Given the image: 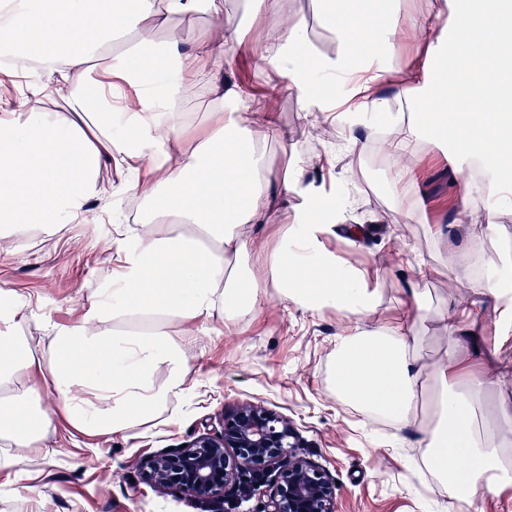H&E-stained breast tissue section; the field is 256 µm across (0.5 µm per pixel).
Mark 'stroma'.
<instances>
[{"label":"stroma","mask_w":512,"mask_h":512,"mask_svg":"<svg viewBox=\"0 0 512 512\" xmlns=\"http://www.w3.org/2000/svg\"><path fill=\"white\" fill-rule=\"evenodd\" d=\"M218 2L219 13L176 15L164 31L148 30L144 37L187 42L219 24L242 28L245 46L224 67V103L232 110L244 107L233 96L239 70L258 80L274 75L272 89L281 103L279 119L287 136L269 145L268 161L279 172L313 184L325 199L354 195V210L326 246L378 277L382 302L376 323L401 315L398 300L408 281L392 265L389 238L420 245L423 258L433 265L447 262L448 248L434 242L431 225L447 226L448 247L459 249L474 235L484 236L491 249L498 248L501 239L512 238V209H501L502 230L492 234L482 221L485 204L480 199L473 204L474 223L458 225L459 173L450 139L426 131L419 135L417 160L424 211L420 222L403 223L395 202V173L376 167L374 160L384 144L372 140L371 134L387 126V117L350 112L334 123L325 120L322 113L306 111L303 100L289 89L284 70L272 71L259 62L252 46L277 36L287 18L305 26L319 53L335 55L338 43L322 23L321 0H280L276 13L256 11L254 0ZM422 51L419 42L409 40L396 55L386 57V78L375 85V93L395 96L407 61ZM351 128L368 136L366 148L355 160L328 165L330 144ZM141 164L138 158L103 164L100 178L116 192L111 202L92 203L82 223L67 225L52 236L33 231L31 242L20 248L12 239L0 238V289L29 298L25 314L30 330H38L47 318L62 325L83 321L91 296L112 274L117 227L127 223L128 207L137 200L122 186ZM357 225L364 234L352 251L345 238ZM347 326L335 310L313 314L274 297L247 316L243 332L236 336L225 335L218 321L204 328L191 324L195 338L187 354L196 386L168 424L147 425L132 435L93 437L58 419L49 437L51 454L38 451L18 466L0 470V512H204L187 496L144 483L139 463L217 429L223 413L245 401L263 403L293 421L305 442L304 455L337 482L336 512H438L451 498L447 488L432 483L429 472L416 465L420 428L399 429L386 420L364 417L355 406L337 399L328 384L336 339Z\"/></svg>","instance_id":"1"}]
</instances>
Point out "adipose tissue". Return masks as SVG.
<instances>
[{"label": "adipose tissue", "instance_id": "obj_1", "mask_svg": "<svg viewBox=\"0 0 512 512\" xmlns=\"http://www.w3.org/2000/svg\"><path fill=\"white\" fill-rule=\"evenodd\" d=\"M364 0H349L346 16L325 5L322 20L335 34L333 56L315 54L305 29L292 22L276 39L256 46L260 62L285 65L288 86L307 111H327L326 80L354 73L383 78L380 52L421 38L425 56L394 98L361 85L363 112L403 105L411 122L394 118L387 154L397 170V205L406 219L421 212L414 192L416 155L407 139L421 127L447 128L448 110L461 92L481 99L474 114L483 125L460 123L451 146L462 169L481 161L491 178L463 177L464 197L489 202L483 219L495 224L512 206V0H432L426 20L402 29L362 21ZM217 9L216 0H0V48L18 61L55 68L52 93L68 105L42 112L27 95L0 100V229L26 237L33 229L60 232L81 222L88 204L111 199L99 181L107 160L125 154L144 160L127 184L148 201L137 223L122 225L108 287L97 289L88 321L61 326L44 320L42 333H24L27 318L15 295L0 290V470L17 466L30 448L46 445L55 414L42 407L53 395L57 414L95 436L132 431L171 420L195 382L179 341L190 321H220L228 335L243 331V316L267 294L319 313L333 309L350 322L336 340L332 384L339 398L362 413L392 415L397 427L425 421L424 461L453 491L455 512H480L479 493L512 498V363L490 365L482 337L487 304L500 308V336L512 335V281L501 268L512 255L489 257L481 237L448 257L449 268L479 263L466 281V304L434 306L414 290L406 312L362 330L381 295L376 279L329 251L343 205L329 203L295 178L277 179L266 161L283 131L278 116L252 103L225 111L216 95L209 112H184L180 76L198 59L212 84L244 44L240 29L201 36L191 44L136 42L117 47L121 34L162 27L176 14ZM496 154H488L487 144ZM303 195L301 209L282 225L275 249L259 246L246 225L271 224L277 201ZM445 341L442 356L419 352L423 329ZM499 392L491 400V392ZM469 461L449 469V456Z\"/></svg>", "mask_w": 512, "mask_h": 512}]
</instances>
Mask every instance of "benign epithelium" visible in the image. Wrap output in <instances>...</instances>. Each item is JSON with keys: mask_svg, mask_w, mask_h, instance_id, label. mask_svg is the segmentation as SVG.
I'll return each mask as SVG.
<instances>
[{"mask_svg": "<svg viewBox=\"0 0 512 512\" xmlns=\"http://www.w3.org/2000/svg\"><path fill=\"white\" fill-rule=\"evenodd\" d=\"M293 422L260 403L222 416L221 429L182 448L146 457L142 479L186 494L207 512H235L241 499H264L262 512H336V483L314 461Z\"/></svg>", "mask_w": 512, "mask_h": 512, "instance_id": "7a95c632", "label": "benign epithelium"}]
</instances>
